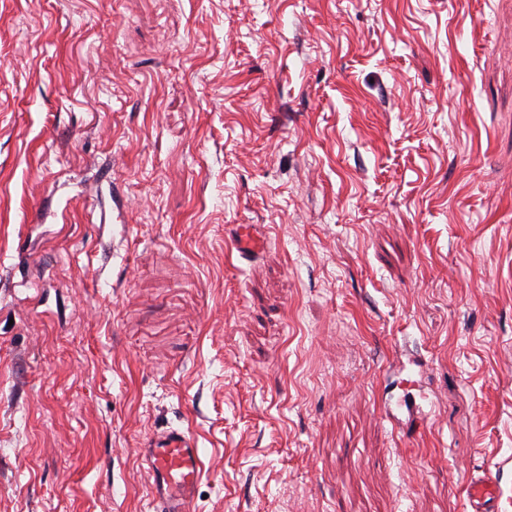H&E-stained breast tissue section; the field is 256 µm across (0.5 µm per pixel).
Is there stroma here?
I'll list each match as a JSON object with an SVG mask.
<instances>
[{
	"label": "stroma",
	"instance_id": "1",
	"mask_svg": "<svg viewBox=\"0 0 512 512\" xmlns=\"http://www.w3.org/2000/svg\"><path fill=\"white\" fill-rule=\"evenodd\" d=\"M168 427L191 512L512 499V0H0V512ZM230 250L236 251L241 261L254 262L261 253L264 239L252 224H237L229 232ZM470 512H501L499 503L503 494L498 472L483 470L472 475L465 488Z\"/></svg>",
	"mask_w": 512,
	"mask_h": 512
}]
</instances>
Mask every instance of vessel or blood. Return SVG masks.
Segmentation results:
<instances>
[{"label": "vessel or blood", "mask_w": 512, "mask_h": 512, "mask_svg": "<svg viewBox=\"0 0 512 512\" xmlns=\"http://www.w3.org/2000/svg\"><path fill=\"white\" fill-rule=\"evenodd\" d=\"M230 247L239 260L255 261L264 240L252 225L238 224L229 232ZM150 476L152 512H190L200 480L202 452L195 440L180 429L152 434L140 450ZM470 512H500L503 494L498 473L485 470L471 476L466 488Z\"/></svg>", "instance_id": "1"}]
</instances>
